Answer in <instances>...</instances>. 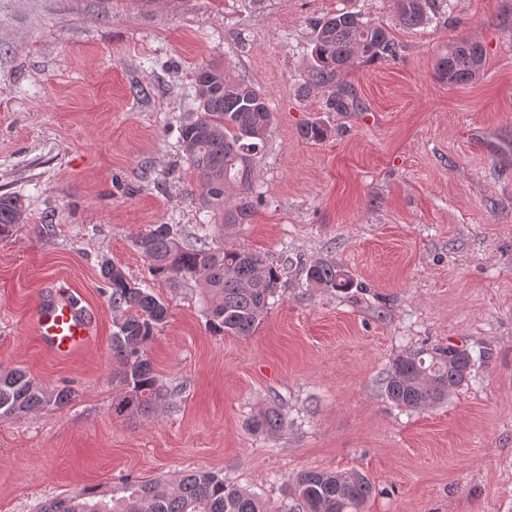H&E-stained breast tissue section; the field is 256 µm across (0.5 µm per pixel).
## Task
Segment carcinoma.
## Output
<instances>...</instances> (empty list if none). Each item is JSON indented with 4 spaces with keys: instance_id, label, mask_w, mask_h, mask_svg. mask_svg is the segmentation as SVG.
<instances>
[{
    "instance_id": "obj_1",
    "label": "carcinoma",
    "mask_w": 512,
    "mask_h": 512,
    "mask_svg": "<svg viewBox=\"0 0 512 512\" xmlns=\"http://www.w3.org/2000/svg\"><path fill=\"white\" fill-rule=\"evenodd\" d=\"M401 23L409 28L427 23L431 0H395ZM394 55L388 30L361 14L338 11L314 23V36L299 95L329 89V105L346 110L353 101L336 89V76L352 59L374 62ZM484 54L457 43L436 58L441 80L452 85L478 78ZM197 107L180 126L179 143L201 189L194 201L214 217L215 245L205 239L187 242L172 224H155L135 244L160 280H191L201 288L208 328L224 336H250L263 323L280 282V271L257 254L224 243V231L248 223L253 213L254 156L264 143L275 116L265 95L250 83L234 79L221 64L205 65L194 75ZM309 141L327 137L318 121L300 130ZM240 190L230 205L228 190ZM25 220L21 199L0 195V236H7ZM107 301L116 313L110 350L116 375L125 386L113 404L116 414L150 416L166 400L154 373L148 349L168 321V305L151 289L127 278L110 262L101 266ZM311 287L344 290L352 285L347 271L334 263L315 262L306 268ZM474 366L469 353L454 354L446 346L427 353L394 358L384 378V394L394 405L409 410L434 407L454 389L468 382ZM71 391H52L23 369L0 370V417H15L68 403ZM284 416L276 406L253 415L249 426L275 433ZM374 486L360 471L304 470L289 484V494L301 512H364ZM39 512H278L275 505L248 489L224 481L207 470H187L172 480L131 481L100 496L84 489L45 502Z\"/></svg>"
}]
</instances>
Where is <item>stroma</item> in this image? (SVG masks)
<instances>
[{
    "instance_id": "stroma-1",
    "label": "stroma",
    "mask_w": 512,
    "mask_h": 512,
    "mask_svg": "<svg viewBox=\"0 0 512 512\" xmlns=\"http://www.w3.org/2000/svg\"><path fill=\"white\" fill-rule=\"evenodd\" d=\"M435 4L408 29L394 0H0V194L27 205L0 236V369L73 393L0 418V512L200 468L281 512L304 469L365 472V512H512V0ZM344 8L386 27L396 54L341 74L353 105L337 111L328 90L298 88L314 21ZM462 36L486 64L451 85L435 60ZM216 62L276 115L254 164L264 198L226 234L282 273L247 337L210 332L199 286L153 279L135 245L155 224L212 236L178 138L194 72ZM311 121L326 139L301 137ZM105 261L170 307L149 349L170 403L148 420L112 409ZM315 261L353 287L305 286ZM61 289L94 332L69 357L32 332ZM448 344L475 358L468 383L424 410L386 399L396 356ZM275 401L280 431H252Z\"/></svg>"
}]
</instances>
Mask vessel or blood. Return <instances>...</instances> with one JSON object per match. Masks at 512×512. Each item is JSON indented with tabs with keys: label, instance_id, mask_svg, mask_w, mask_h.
<instances>
[{
	"label": "vessel or blood",
	"instance_id": "1",
	"mask_svg": "<svg viewBox=\"0 0 512 512\" xmlns=\"http://www.w3.org/2000/svg\"><path fill=\"white\" fill-rule=\"evenodd\" d=\"M34 329L47 348L67 356L87 342L90 319L71 298L55 296L41 300L34 318Z\"/></svg>",
	"mask_w": 512,
	"mask_h": 512
}]
</instances>
